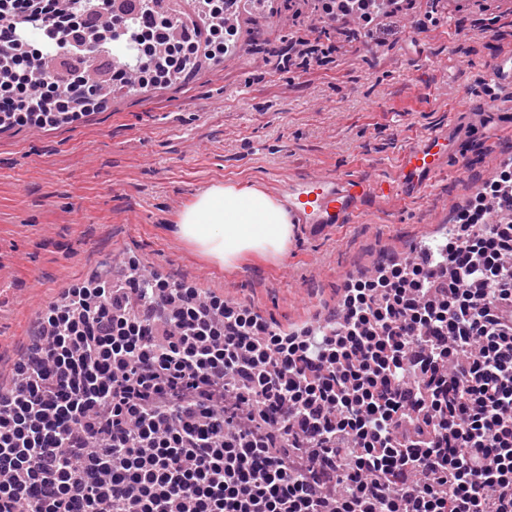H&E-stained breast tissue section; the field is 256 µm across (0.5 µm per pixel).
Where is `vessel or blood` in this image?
<instances>
[{"label":"vessel or blood","mask_w":512,"mask_h":512,"mask_svg":"<svg viewBox=\"0 0 512 512\" xmlns=\"http://www.w3.org/2000/svg\"><path fill=\"white\" fill-rule=\"evenodd\" d=\"M496 85H512V54L502 53L487 75ZM447 132L432 133L409 144L399 157L395 178L368 190L358 179L347 175L312 174L288 192V212L302 233L318 238L341 224L354 223L370 196L401 192L412 196L421 192L440 172L446 170Z\"/></svg>","instance_id":"1"}]
</instances>
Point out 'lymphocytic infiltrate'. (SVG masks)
Segmentation results:
<instances>
[{"mask_svg": "<svg viewBox=\"0 0 512 512\" xmlns=\"http://www.w3.org/2000/svg\"><path fill=\"white\" fill-rule=\"evenodd\" d=\"M225 2L0 0V126L106 107L84 62L117 41L139 61L109 90L223 59ZM417 6L314 12L358 39ZM430 252L318 326L157 273L73 284L0 392V512H512V164Z\"/></svg>", "mask_w": 512, "mask_h": 512, "instance_id": "1", "label": "lymphocytic infiltrate"}]
</instances>
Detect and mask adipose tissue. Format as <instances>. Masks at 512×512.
Here are the masks:
<instances>
[{
  "label": "adipose tissue",
  "mask_w": 512,
  "mask_h": 512,
  "mask_svg": "<svg viewBox=\"0 0 512 512\" xmlns=\"http://www.w3.org/2000/svg\"><path fill=\"white\" fill-rule=\"evenodd\" d=\"M176 234L210 262L231 266L252 253L282 256L294 226L279 198L228 181L213 184L180 212Z\"/></svg>",
  "instance_id": "adipose-tissue-1"
}]
</instances>
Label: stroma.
Masks as SVG:
<instances>
[{
	"label": "stroma",
	"mask_w": 512,
	"mask_h": 512,
	"mask_svg": "<svg viewBox=\"0 0 512 512\" xmlns=\"http://www.w3.org/2000/svg\"><path fill=\"white\" fill-rule=\"evenodd\" d=\"M284 29L260 21L239 53L194 68L153 96L120 95L81 122L33 131L0 127V385L32 340L33 308L113 258L205 291L253 303L270 322L302 323L335 307L346 279L442 236L476 176L512 152V88L486 83L512 52V0H468L463 12L386 23L379 42L328 37L322 23L295 38L329 41L323 63L279 64ZM492 112L481 157L454 159L422 195L378 197L325 238L295 233L278 258L212 264L175 234L180 212L222 181L286 198L314 171L375 184L392 179L409 142L469 103Z\"/></svg>",
	"instance_id": "stroma-1"
}]
</instances>
